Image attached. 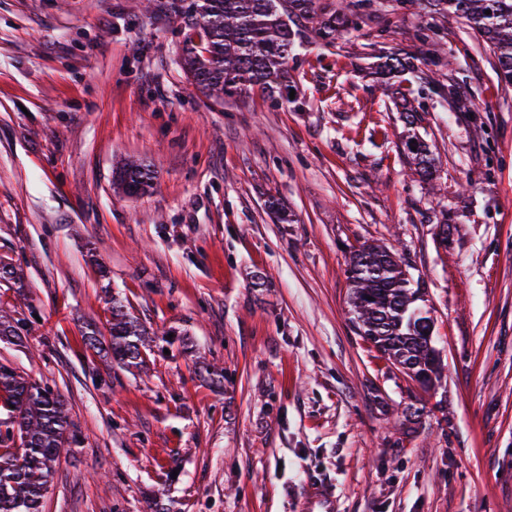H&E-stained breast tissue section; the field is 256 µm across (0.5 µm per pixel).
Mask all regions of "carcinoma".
I'll list each match as a JSON object with an SVG mask.
<instances>
[{
    "label": "carcinoma",
    "instance_id": "1",
    "mask_svg": "<svg viewBox=\"0 0 512 512\" xmlns=\"http://www.w3.org/2000/svg\"><path fill=\"white\" fill-rule=\"evenodd\" d=\"M369 0H337L328 8L320 0H201L182 11L185 74L206 97L222 102L255 87L278 101L284 91L288 60L300 37L302 20L314 38L335 42L357 10ZM429 12L454 16L488 44L504 80L512 84V0H422ZM491 14H485V11ZM383 72L408 68L406 58L385 56ZM403 153L423 179H433L434 158L417 135H407ZM114 184L128 196L152 186L151 165L126 162ZM351 321L358 335L380 353L410 371L424 390L441 381L444 365L433 336L434 320L420 307L424 289L411 287L400 256L388 247L364 244L347 263ZM26 325L0 310V340L19 339ZM154 341L137 318L112 300L107 349L127 367L142 362V349ZM6 418L0 439V512H42V499L53 467L65 449L67 415L59 395L0 364V413ZM20 444H15V441Z\"/></svg>",
    "mask_w": 512,
    "mask_h": 512
}]
</instances>
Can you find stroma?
<instances>
[{"instance_id": "35a3bbf8", "label": "stroma", "mask_w": 512, "mask_h": 512, "mask_svg": "<svg viewBox=\"0 0 512 512\" xmlns=\"http://www.w3.org/2000/svg\"><path fill=\"white\" fill-rule=\"evenodd\" d=\"M168 3L0 0V264L25 274L0 280V308L32 325L0 363L68 415L42 512H308L310 480L335 512H512V84L486 43L373 0L335 44L302 32L293 103L254 89L220 105L184 74ZM429 37L471 110L406 74L437 159L426 182L371 68ZM131 158L153 165L148 194L112 184ZM366 242L422 281L434 390L353 328L348 251ZM114 297L173 334L142 370L87 344Z\"/></svg>"}]
</instances>
